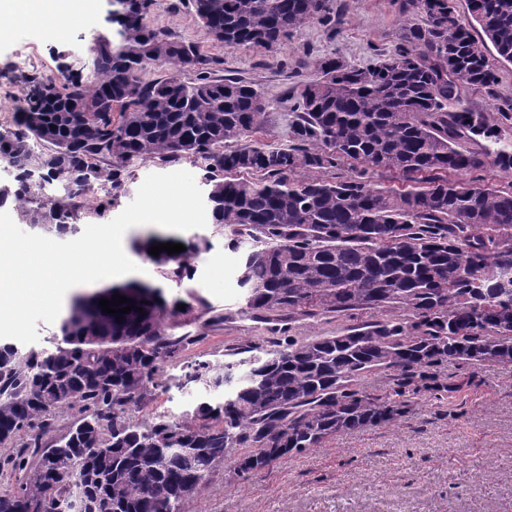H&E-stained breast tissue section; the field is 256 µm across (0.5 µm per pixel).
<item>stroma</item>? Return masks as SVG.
Listing matches in <instances>:
<instances>
[{"instance_id":"35a3bbf8","label":"stroma","mask_w":512,"mask_h":512,"mask_svg":"<svg viewBox=\"0 0 512 512\" xmlns=\"http://www.w3.org/2000/svg\"><path fill=\"white\" fill-rule=\"evenodd\" d=\"M70 24L20 25L0 40V131L14 127L16 99L27 79L67 68L82 80L93 78L90 48L106 36L119 41V27L107 20V0H74ZM400 0H329L339 20L336 32L316 24L291 35L277 50H228L212 40L196 20L189 0H154L150 20L171 37L191 41L216 58L215 77L240 76L255 83L269 103L267 142H288L295 101L291 87L314 78L315 58L339 51L345 61L364 65L400 45L406 18ZM492 90L473 89L469 107L486 112L512 133V64L494 63ZM209 252L192 258L186 286L162 279L139 248L149 235L170 229L139 225L122 242L141 267L138 279L161 286L166 298L194 289L210 310L186 321L183 332L195 341L166 363L163 388L133 409L142 418L155 411L183 412L197 391L181 386L186 362H223L233 349L259 343L273 348L286 337L305 338L378 318L376 310L349 317L257 322L242 315L245 291L238 283L241 255L223 237L204 227ZM444 390L433 396L410 389L408 411L396 423L344 433L320 447L288 457L269 471L246 477L219 467L208 483L186 500L184 512H512V363L473 369L445 363L435 369Z\"/></svg>"}]
</instances>
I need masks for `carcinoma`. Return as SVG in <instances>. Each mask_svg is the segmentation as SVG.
Instances as JSON below:
<instances>
[{
    "label": "carcinoma",
    "mask_w": 512,
    "mask_h": 512,
    "mask_svg": "<svg viewBox=\"0 0 512 512\" xmlns=\"http://www.w3.org/2000/svg\"><path fill=\"white\" fill-rule=\"evenodd\" d=\"M153 0L131 9L119 43L92 49L94 77L32 76L0 132V163L15 184L0 191L37 232L75 238L86 196L100 188L101 218L137 161H190L203 171L210 223L228 246H247L239 313L275 317L399 314L335 334L251 344L224 364L191 361L184 385L204 390L192 409L128 416L159 382L164 363L193 344L178 335L208 309L194 291L168 301L145 284L142 311L91 314L74 299L36 351L0 341V512H183L224 464L239 477L270 470L337 434L396 422L406 387L429 388L443 362L477 368L512 362V188L463 176L491 164L512 174V136L463 104L468 89L497 82L488 55L512 64V0H402L425 16L404 26L389 55L365 65L336 54L293 87L288 145L261 139L266 104L240 78L212 77L214 60L151 26ZM196 19L226 49L271 50L318 22L336 30L328 0H191ZM153 65L189 71L150 79ZM467 138L480 151L459 148ZM348 166L327 180L319 172ZM405 186L380 188L375 175ZM60 196L49 197L46 186ZM199 237L172 255H146L162 278H191ZM185 309H179V306ZM373 371L396 373L381 396L358 389ZM67 430L43 439L71 410Z\"/></svg>",
    "instance_id": "cac0c4a2"
}]
</instances>
